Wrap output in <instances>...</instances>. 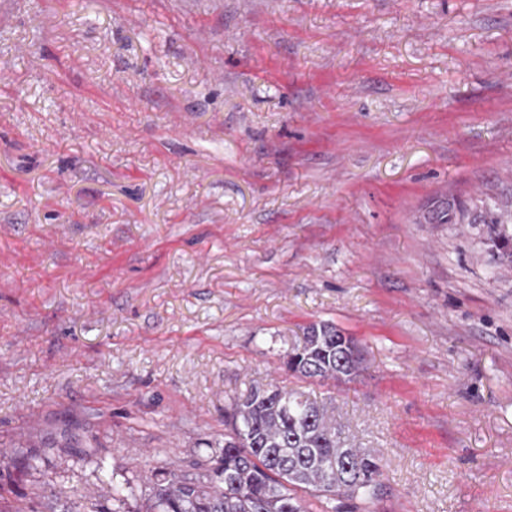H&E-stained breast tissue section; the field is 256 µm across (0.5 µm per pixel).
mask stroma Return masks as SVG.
Wrapping results in <instances>:
<instances>
[{
    "mask_svg": "<svg viewBox=\"0 0 512 512\" xmlns=\"http://www.w3.org/2000/svg\"><path fill=\"white\" fill-rule=\"evenodd\" d=\"M440 192L512 201V0H0V495L140 512L275 384L370 512H512V270ZM320 321L355 380L284 369Z\"/></svg>",
    "mask_w": 512,
    "mask_h": 512,
    "instance_id": "stroma-1",
    "label": "stroma"
}]
</instances>
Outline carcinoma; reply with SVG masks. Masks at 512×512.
I'll list each match as a JSON object with an SVG mask.
<instances>
[{"label":"carcinoma","instance_id":"cac0c4a2","mask_svg":"<svg viewBox=\"0 0 512 512\" xmlns=\"http://www.w3.org/2000/svg\"><path fill=\"white\" fill-rule=\"evenodd\" d=\"M467 203L431 199L421 224L490 225L496 263L512 267V207L470 218ZM292 374L349 381L364 371L357 342L335 324L308 326L283 357ZM224 448L204 480L174 470L154 474L156 490L144 512H308L300 493L323 499L331 512L349 501L372 503L381 485V460L353 446L326 407L278 387L255 388L229 404Z\"/></svg>","mask_w":512,"mask_h":512}]
</instances>
